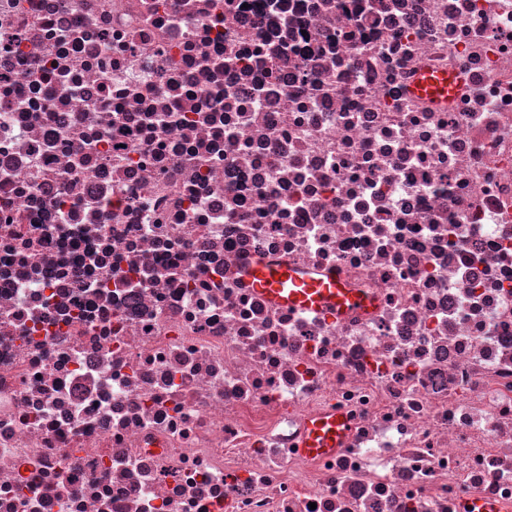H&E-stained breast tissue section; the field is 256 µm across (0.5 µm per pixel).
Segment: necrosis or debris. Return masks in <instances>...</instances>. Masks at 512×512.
<instances>
[{
  "label": "necrosis or debris",
  "mask_w": 512,
  "mask_h": 512,
  "mask_svg": "<svg viewBox=\"0 0 512 512\" xmlns=\"http://www.w3.org/2000/svg\"><path fill=\"white\" fill-rule=\"evenodd\" d=\"M257 257L370 304L273 306ZM476 498L512 512V0H0V512ZM453 86V77L425 71L419 77L415 86V91L417 94L429 96L434 99H441L448 97V92ZM349 431V422L336 413L321 414L313 418L299 444L308 456H324L336 451Z\"/></svg>",
  "instance_id": "4bbe7bcc"
}]
</instances>
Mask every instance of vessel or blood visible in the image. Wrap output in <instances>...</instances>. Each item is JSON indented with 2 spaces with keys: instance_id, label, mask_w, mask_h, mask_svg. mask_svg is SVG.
<instances>
[{
  "instance_id": "obj_1",
  "label": "vessel or blood",
  "mask_w": 512,
  "mask_h": 512,
  "mask_svg": "<svg viewBox=\"0 0 512 512\" xmlns=\"http://www.w3.org/2000/svg\"><path fill=\"white\" fill-rule=\"evenodd\" d=\"M454 85L451 76L423 72L415 86L416 93L441 99L447 97ZM247 285L263 294L273 304L297 311H325L343 315L366 306L367 300L347 287L333 273L309 277L284 261L259 259L247 269ZM349 430L348 421L335 413L313 418L300 448L308 456H324L339 448Z\"/></svg>"
}]
</instances>
